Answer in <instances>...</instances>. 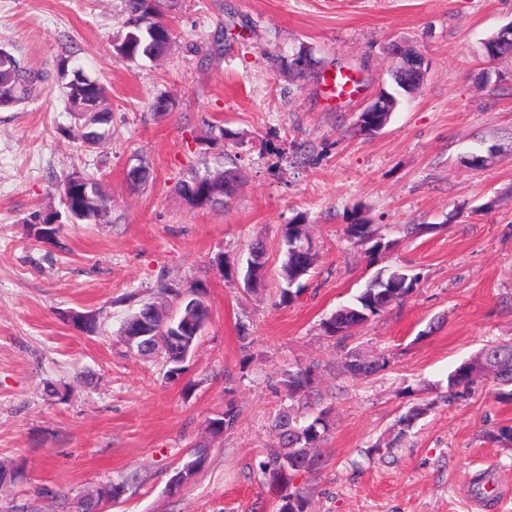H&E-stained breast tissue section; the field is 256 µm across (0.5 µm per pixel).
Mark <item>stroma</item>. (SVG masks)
<instances>
[{
    "mask_svg": "<svg viewBox=\"0 0 512 512\" xmlns=\"http://www.w3.org/2000/svg\"><path fill=\"white\" fill-rule=\"evenodd\" d=\"M122 17V0H0V44L48 76L34 101L0 110V464L20 471L0 512H60L61 497L124 479L109 512H277L258 463L288 404L281 372L314 362L331 430L320 469L294 481L308 512H512V449L484 438L512 425V402L488 378L441 399L457 366L512 342V56L482 48L512 22V0H179L167 52L136 63L113 54ZM395 43L421 55L424 80L380 133L355 135V113L392 87ZM302 45L328 73H354L359 92L339 99L326 79L290 76ZM62 56L108 90L112 134L88 150L57 81ZM158 97L171 111H152ZM143 161L153 178L132 186ZM229 167L238 187L223 206L180 194L181 180ZM74 172L98 180L107 213L64 224V249L35 241L30 215L64 214L56 183ZM358 218L391 248L354 245L345 228ZM297 219L317 253L302 293L283 305L274 284L246 292L249 244L266 243L277 275ZM401 267L416 289L348 341L389 363L349 379L321 322ZM163 281L200 285L211 309L177 381L119 336ZM70 310L95 314L97 332L72 330ZM231 401L237 424L210 436ZM417 403L428 413L397 438ZM202 441L205 464L171 495ZM480 476L493 488L481 507Z\"/></svg>",
    "mask_w": 512,
    "mask_h": 512,
    "instance_id": "obj_1",
    "label": "stroma"
}]
</instances>
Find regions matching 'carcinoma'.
Instances as JSON below:
<instances>
[{
    "mask_svg": "<svg viewBox=\"0 0 512 512\" xmlns=\"http://www.w3.org/2000/svg\"><path fill=\"white\" fill-rule=\"evenodd\" d=\"M123 30L113 44L116 57L135 62L140 58H156L168 48L173 29L165 20L163 0H123ZM486 45H495L497 49L491 56L496 59L504 54H512V42L503 40L497 31L484 41ZM46 75L28 66L25 60L13 50L0 44V105L15 108L32 99L35 87L44 82ZM63 96L66 110L91 115L90 124H105L110 116L103 107L105 88L89 77L76 71L64 86ZM238 178L237 171L230 168L213 176L197 175L180 183L179 189L184 198L195 207H214L223 202V197L215 196L214 190L222 189L224 178ZM83 178L91 182L89 198H84L82 185L65 176L57 183L60 187L64 206L76 214L75 223L91 224L108 209L109 199L103 195L95 179L87 174ZM44 223L33 224L30 230L37 238L45 232L52 236L45 242L57 246L60 244L62 225L48 227L52 216H43ZM346 234L350 240L365 249L369 254L390 248L392 241L382 237H373L370 225L359 218L347 225ZM312 243L307 226L300 221L286 225L281 243V264L279 268V304L283 305L297 297L304 289L303 281L311 274L317 262L316 253L303 256L297 248L304 243ZM419 275L410 274L402 269L378 272L354 298L340 306L335 313L326 318L321 328L325 336L336 340V346L342 351L341 368L353 379L366 380L386 365L385 357L375 361L361 359L360 353L346 348V341L352 336V329L362 325L370 318L380 314L395 303L402 302L416 288ZM163 366L165 375L172 376L182 369L181 355L172 344L163 347ZM496 369L493 381L497 398L512 401V344L498 343L495 347ZM281 384L288 392V407L279 410L272 420V430L276 435V444L266 449L259 469L266 480L284 490L278 512H307L308 497L300 490H289L293 478L289 474L294 470L311 473L320 465L318 448L326 442L330 432V408L321 403V395L316 388V366L290 367L283 371ZM471 381L465 369L455 368L448 375V386L444 401L452 403L471 388ZM428 407L413 405L399 418L400 429L395 441H400L415 423L427 413ZM239 410L229 402L224 413L210 420L213 434L220 435L231 430L237 423ZM485 437L493 443L512 448V425H502L486 432Z\"/></svg>",
    "mask_w": 512,
    "mask_h": 512,
    "instance_id": "1",
    "label": "carcinoma"
}]
</instances>
